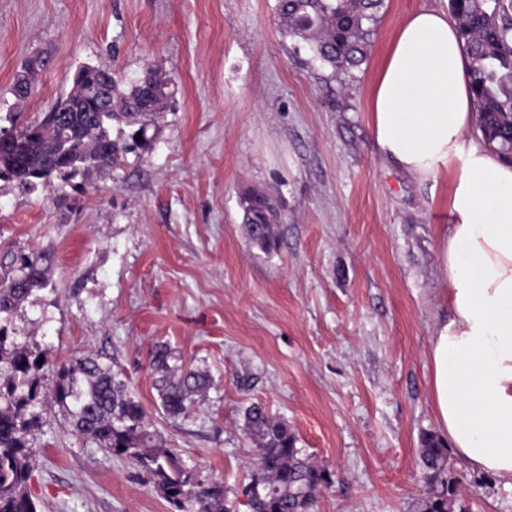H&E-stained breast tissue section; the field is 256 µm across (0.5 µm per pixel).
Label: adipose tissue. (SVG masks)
I'll use <instances>...</instances> for the list:
<instances>
[{"instance_id": "adipose-tissue-1", "label": "adipose tissue", "mask_w": 512, "mask_h": 512, "mask_svg": "<svg viewBox=\"0 0 512 512\" xmlns=\"http://www.w3.org/2000/svg\"><path fill=\"white\" fill-rule=\"evenodd\" d=\"M378 154L452 182L437 259L450 317L429 342L432 401L448 446L512 485V164L469 140L473 99L458 26L422 9L398 27L372 88Z\"/></svg>"}]
</instances>
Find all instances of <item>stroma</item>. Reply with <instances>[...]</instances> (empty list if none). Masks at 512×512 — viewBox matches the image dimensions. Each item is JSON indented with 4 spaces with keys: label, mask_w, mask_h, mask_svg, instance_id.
Here are the masks:
<instances>
[{
    "label": "stroma",
    "mask_w": 512,
    "mask_h": 512,
    "mask_svg": "<svg viewBox=\"0 0 512 512\" xmlns=\"http://www.w3.org/2000/svg\"><path fill=\"white\" fill-rule=\"evenodd\" d=\"M446 5L384 0L366 61L337 74L282 34L277 0H0L1 126L47 111L85 63L176 79L154 150L84 179L76 199L0 182V274L49 251L51 284L16 324L56 362L121 370L151 431L228 499L256 458L243 411L259 403L332 472L316 512H418L421 439L442 433L428 347L450 315L437 262L449 182L379 157L369 99L400 22ZM37 54L35 91L16 100ZM251 191L280 202L275 251L248 235ZM159 344L211 380L176 417L149 367ZM34 440L37 512H176L58 406ZM450 462L468 512H512L511 487ZM26 66L22 74L18 76L16 82L14 80V83L11 88L13 96H15L18 99H26L32 95L38 72L41 68H43V64L38 59L33 60L27 69ZM22 86H24L26 89L25 92H23L24 96L20 95L19 88Z\"/></svg>",
    "instance_id": "35a3bbf8"
}]
</instances>
